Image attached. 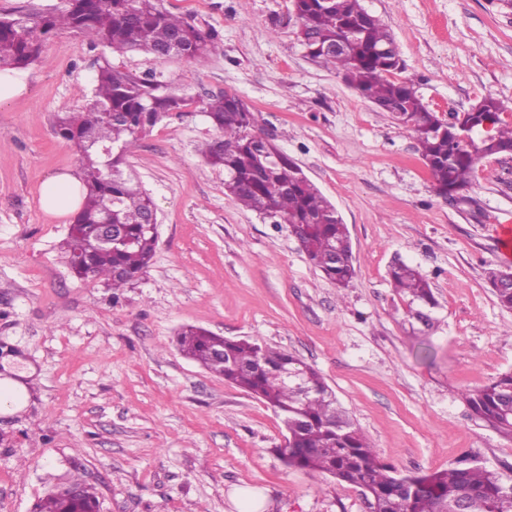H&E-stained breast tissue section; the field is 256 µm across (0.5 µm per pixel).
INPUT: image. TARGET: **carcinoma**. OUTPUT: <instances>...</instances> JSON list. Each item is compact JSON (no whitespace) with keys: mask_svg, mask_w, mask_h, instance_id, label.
Listing matches in <instances>:
<instances>
[{"mask_svg":"<svg viewBox=\"0 0 512 512\" xmlns=\"http://www.w3.org/2000/svg\"><path fill=\"white\" fill-rule=\"evenodd\" d=\"M300 45L314 48V59L336 69L344 81L377 110L389 114L416 142L431 163L435 191L459 193L471 183L481 160L512 150V124L498 119L493 138L461 137L456 126L440 123L404 70L398 46L387 25L369 12L363 0H300ZM69 29L113 51L143 50L158 59H187L204 65L219 33L196 18L178 15L164 0H59L33 16L0 15V70L21 69L57 34ZM347 38L345 49L332 45ZM188 98L153 79L122 72L102 57L88 107L56 117L55 131L81 153L85 192L70 225L69 264L79 277H98L116 290L149 267L157 236L148 230L155 204L124 177L120 165L138 137L167 117L183 115ZM216 138L201 149L207 163L224 169L228 196L274 224L293 227L301 249L326 279L345 287L354 277L349 231L335 206L302 169L269 137L252 133L256 118L241 100L219 93L203 106ZM122 243L99 241L102 215ZM390 278L409 304L434 306L427 279L416 269L396 264ZM497 303L512 309V288L501 284V270L487 272ZM185 356L206 371L271 406L284 417L287 443L275 449L293 468L328 474L339 483L369 489L371 512H512V477L463 456L448 469L401 475L380 460L362 429L343 411L324 378L311 365L284 351L246 339H229L189 326L178 334ZM297 371L307 391L283 381ZM472 416L512 437V372L465 394ZM80 497L50 494L39 512H87L99 505L94 487L75 478Z\"/></svg>","mask_w":512,"mask_h":512,"instance_id":"1","label":"carcinoma"}]
</instances>
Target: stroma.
I'll return each instance as SVG.
<instances>
[{
    "label": "stroma",
    "instance_id": "35a3bbf8",
    "mask_svg": "<svg viewBox=\"0 0 512 512\" xmlns=\"http://www.w3.org/2000/svg\"><path fill=\"white\" fill-rule=\"evenodd\" d=\"M392 32L429 108L462 112L491 96L512 112V8L500 0H364ZM215 28L205 66L89 48L64 33L29 66L27 95L0 105V368H32V398L0 413V512H38L77 475L102 512H370L356 487L286 466L282 420L177 349L181 327L252 338L320 371L398 473L447 469L463 455L512 474V440L476 420L466 392L512 370V310L486 275L512 265V158L483 160L468 203L439 197L414 140L308 56L290 0H165ZM193 101L125 157L156 205L146 272L115 291L75 276L71 221L40 207L53 175L79 171L52 131L84 110L101 55ZM230 91L255 112L347 225L356 275L337 288L288 225L224 193L199 152L216 135L202 107ZM428 280L430 324L392 285L395 263Z\"/></svg>",
    "mask_w": 512,
    "mask_h": 512
}]
</instances>
